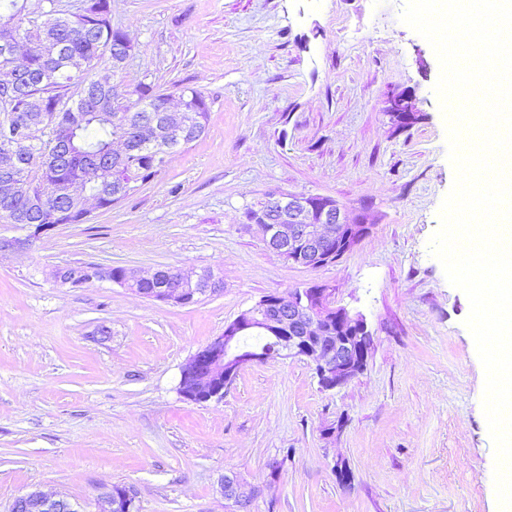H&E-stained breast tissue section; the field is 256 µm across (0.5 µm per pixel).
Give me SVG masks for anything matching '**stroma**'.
<instances>
[{
  "label": "stroma",
  "instance_id": "1",
  "mask_svg": "<svg viewBox=\"0 0 512 512\" xmlns=\"http://www.w3.org/2000/svg\"><path fill=\"white\" fill-rule=\"evenodd\" d=\"M404 5L111 0L134 45L124 85L198 89L208 128L84 223L0 224V239L25 243L0 251V512L32 490L98 512L115 485L136 512H226L228 471L250 512H499L470 302L429 248L455 181L440 63ZM395 89L415 91L421 122L391 123ZM273 194L331 197L371 230L335 263H289L246 217ZM81 262L208 269L224 286L176 305L52 279ZM314 283L366 319L374 343L358 378L326 392L306 361L281 355L243 367L222 401L180 396L183 366L226 323Z\"/></svg>",
  "mask_w": 512,
  "mask_h": 512
}]
</instances>
